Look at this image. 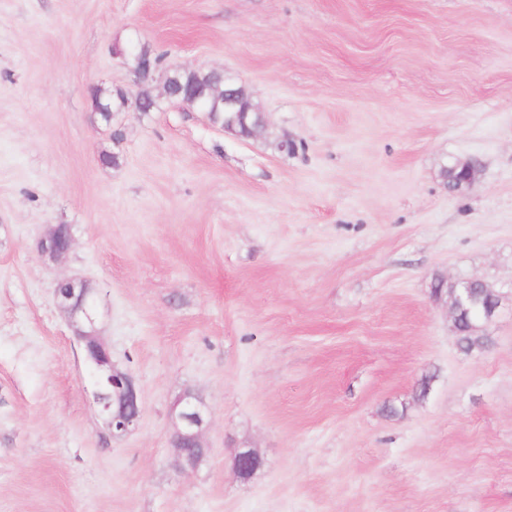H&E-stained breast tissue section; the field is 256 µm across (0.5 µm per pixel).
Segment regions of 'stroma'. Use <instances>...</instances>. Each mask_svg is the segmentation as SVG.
Instances as JSON below:
<instances>
[{"instance_id": "stroma-1", "label": "stroma", "mask_w": 512, "mask_h": 512, "mask_svg": "<svg viewBox=\"0 0 512 512\" xmlns=\"http://www.w3.org/2000/svg\"><path fill=\"white\" fill-rule=\"evenodd\" d=\"M133 42L266 127L164 100L113 139L91 90L135 99ZM70 277L140 389L121 438ZM471 277L502 305L467 353L432 289ZM187 390L209 454L179 473ZM0 512H512V0H0ZM177 77L182 85H191L200 93L202 102L209 108L208 114L214 124L220 125L225 130L233 133H236L233 129L234 126L239 125L243 129V133L236 134L238 136L247 135V137L256 135L264 127L266 123L265 113L255 110L257 119L253 122V128L250 129L245 118L253 110L244 109L238 96L250 101L252 106L257 104L253 103L244 87L238 86L237 94L235 82L231 77L224 76L223 81L222 76L216 72L200 70H181ZM224 107L231 114L229 129L224 126ZM240 127H237V131L240 130ZM74 241L69 225H50L46 235L39 241V251L42 257L57 260L72 249ZM173 463L179 472L195 470L209 453L203 435L210 424L206 403L194 392L184 391L169 409ZM233 462L238 476L244 480L250 479L263 465L260 455L251 448L233 449Z\"/></svg>"}]
</instances>
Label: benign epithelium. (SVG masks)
Here are the masks:
<instances>
[{
	"instance_id": "benign-epithelium-1",
	"label": "benign epithelium",
	"mask_w": 512,
	"mask_h": 512,
	"mask_svg": "<svg viewBox=\"0 0 512 512\" xmlns=\"http://www.w3.org/2000/svg\"><path fill=\"white\" fill-rule=\"evenodd\" d=\"M124 63L134 85H139L144 78L151 76L150 54L145 46L134 42L121 52ZM162 92L154 99L174 100L191 108L203 109L199 95L191 88L176 89L170 83V74L166 71L160 75ZM224 107L230 113V125H238L243 134L252 137L265 125L264 113L256 112L257 119L248 125L246 116L249 111L244 109L237 96L232 78H224ZM74 236L67 224L50 226L46 235L39 241L41 255L50 260H57L66 255L73 247ZM489 285L479 279L470 278L457 283L456 294L452 298L451 312L453 318L470 304L477 303L475 290L487 289ZM92 289L88 284L76 278L60 281L55 288L56 304L75 328L78 338L83 342L85 358L89 364L96 384L103 383L110 390L101 389L96 392V400L112 436L122 437L132 432L138 425L141 415L139 390L134 378L127 372L116 369L107 346L94 331L95 314L87 306ZM169 421L172 428L171 445L173 447V463L180 472L196 469L209 453L203 435L210 424V411L206 403L195 393L185 391L180 394L169 409ZM234 468L238 476L250 479L263 465L260 455L251 448L233 449Z\"/></svg>"
}]
</instances>
